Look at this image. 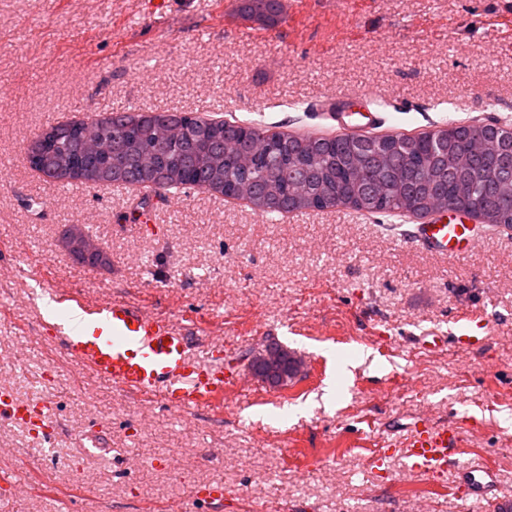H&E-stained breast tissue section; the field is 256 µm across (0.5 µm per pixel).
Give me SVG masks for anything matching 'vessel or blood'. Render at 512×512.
I'll return each instance as SVG.
<instances>
[{
	"label": "vessel or blood",
	"mask_w": 512,
	"mask_h": 512,
	"mask_svg": "<svg viewBox=\"0 0 512 512\" xmlns=\"http://www.w3.org/2000/svg\"><path fill=\"white\" fill-rule=\"evenodd\" d=\"M376 89L322 95L325 113L336 115V128H349L344 117L351 104H360L362 130L373 131L383 122L370 111L380 100ZM414 242L430 254L453 260L466 258L480 244L474 229L460 214L439 216L416 225ZM64 317L50 323L51 338L71 363L122 393L145 401H159L181 413L214 407L226 390L239 383L235 372L224 367V338L208 337L196 346L185 327L169 316L125 298L90 302L79 293L52 288ZM489 322L484 317L460 316L448 333L468 348L484 345ZM0 418L23 425L34 444H49L58 429L52 405L41 396L19 400L13 390L0 388ZM403 453L413 472L440 477L454 472L455 487L469 498L496 497L497 471L483 456L464 459L457 426L415 424Z\"/></svg>",
	"instance_id": "b4317fda"
}]
</instances>
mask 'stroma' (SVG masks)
Segmentation results:
<instances>
[{
	"instance_id": "1",
	"label": "stroma",
	"mask_w": 512,
	"mask_h": 512,
	"mask_svg": "<svg viewBox=\"0 0 512 512\" xmlns=\"http://www.w3.org/2000/svg\"><path fill=\"white\" fill-rule=\"evenodd\" d=\"M283 20H247L239 0H0V381L40 393L59 420L49 449L0 419V512H498L413 475L388 452L419 418L457 424L512 500V235L449 260L406 242L409 218L349 207L267 221L246 201L191 191L179 206L138 187H60L25 157L50 126L124 107L323 134L326 91L377 88L384 131L512 121V0H282ZM155 213L139 226L136 208ZM82 228L110 266L77 263ZM116 296L224 328L238 387L222 406L177 413L75 368L35 314L33 290ZM488 318L483 348L419 338L457 315ZM270 343L303 362L273 386L247 364ZM216 484L224 502L196 503Z\"/></svg>"
}]
</instances>
